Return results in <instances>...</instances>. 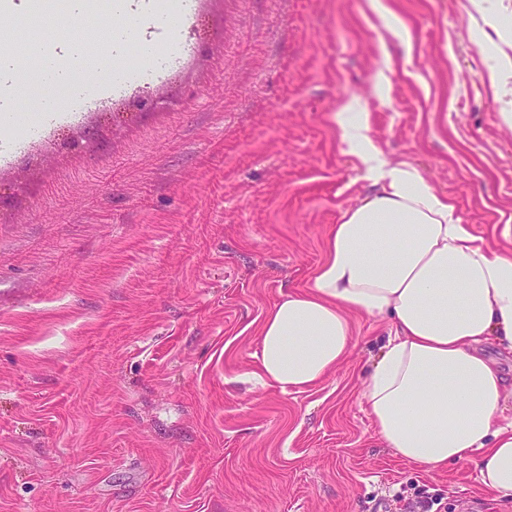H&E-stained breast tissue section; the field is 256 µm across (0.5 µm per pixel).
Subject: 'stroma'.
I'll return each instance as SVG.
<instances>
[{"label":"stroma","instance_id":"1","mask_svg":"<svg viewBox=\"0 0 512 512\" xmlns=\"http://www.w3.org/2000/svg\"><path fill=\"white\" fill-rule=\"evenodd\" d=\"M382 2L198 0L130 22L87 0L0 26L45 65L69 36L111 61L119 28L124 66L180 57L144 89L155 109L128 114L135 86L96 96L0 156V512H393L422 488L442 512H512L472 464L428 474L379 438L362 391L387 322L353 316L357 348L315 388L246 379L267 309L367 191L334 120L348 97L388 159L512 254V129L488 75L512 56V0L486 18Z\"/></svg>","mask_w":512,"mask_h":512}]
</instances>
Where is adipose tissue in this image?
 I'll return each mask as SVG.
<instances>
[{"label":"adipose tissue","instance_id":"1","mask_svg":"<svg viewBox=\"0 0 512 512\" xmlns=\"http://www.w3.org/2000/svg\"><path fill=\"white\" fill-rule=\"evenodd\" d=\"M24 68L0 55L4 120L28 109ZM335 119L372 191L331 226L305 286L266 311L247 379L315 387L354 351L351 315L387 321L393 333L362 392L380 439L428 472L473 463L487 494L510 499L512 421L499 416L506 384L483 346L512 349V257L464 224L417 168L385 157L357 98Z\"/></svg>","mask_w":512,"mask_h":512}]
</instances>
